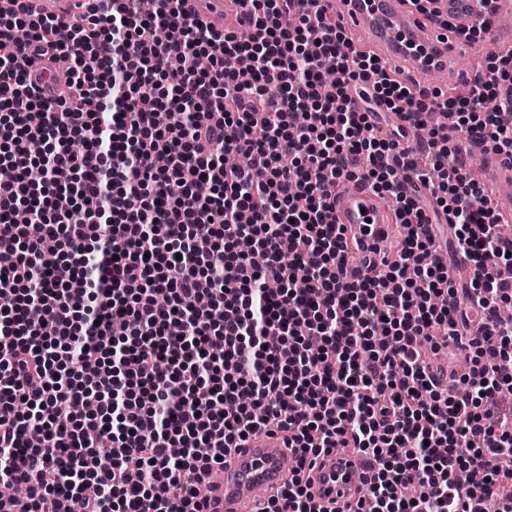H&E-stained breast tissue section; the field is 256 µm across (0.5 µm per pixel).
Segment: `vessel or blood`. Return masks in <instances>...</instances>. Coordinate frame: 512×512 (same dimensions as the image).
Instances as JSON below:
<instances>
[{
    "instance_id": "b4317fda",
    "label": "vessel or blood",
    "mask_w": 512,
    "mask_h": 512,
    "mask_svg": "<svg viewBox=\"0 0 512 512\" xmlns=\"http://www.w3.org/2000/svg\"><path fill=\"white\" fill-rule=\"evenodd\" d=\"M84 2L34 0V6L67 26ZM186 8L218 31L240 26L246 15L243 0H186ZM336 15L355 34L358 51L408 68L420 86L439 76L459 80L457 61L465 53L487 57L512 50V0H497L490 14L482 0H426L420 10L410 0H339ZM477 28L483 31L481 38L470 39ZM482 184L502 219L512 223V159L486 149ZM335 215L337 223L379 254L393 251L392 232L400 222L371 188L337 187ZM293 465L292 451L280 438L262 434L250 439L206 483L203 512H250L259 493H276ZM366 470V459L350 451L320 457L307 472L314 503L321 512H351Z\"/></svg>"
}]
</instances>
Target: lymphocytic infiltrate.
Wrapping results in <instances>:
<instances>
[{
  "mask_svg": "<svg viewBox=\"0 0 512 512\" xmlns=\"http://www.w3.org/2000/svg\"><path fill=\"white\" fill-rule=\"evenodd\" d=\"M0 11V481L9 512H201L218 459L284 434L294 470L263 512H317L303 473L355 448L356 512H512V232L453 134L405 125L454 112L469 146L512 158V53L447 96L417 92L349 46L321 0H248V39L184 0H88L67 28L31 0ZM67 58L66 97L35 57ZM162 110L183 112L160 127ZM404 125H397V118ZM236 152L246 166L228 168ZM42 172L29 181L30 165ZM410 232L349 276L346 181ZM474 267L444 275L414 184ZM212 189L197 193L199 185ZM296 243L281 252L283 238ZM212 243L199 252L197 239ZM38 308L39 321L27 311ZM224 344L209 352L212 338ZM479 356L448 379L438 352Z\"/></svg>",
  "mask_w": 512,
  "mask_h": 512,
  "instance_id": "1",
  "label": "lymphocytic infiltrate"
}]
</instances>
